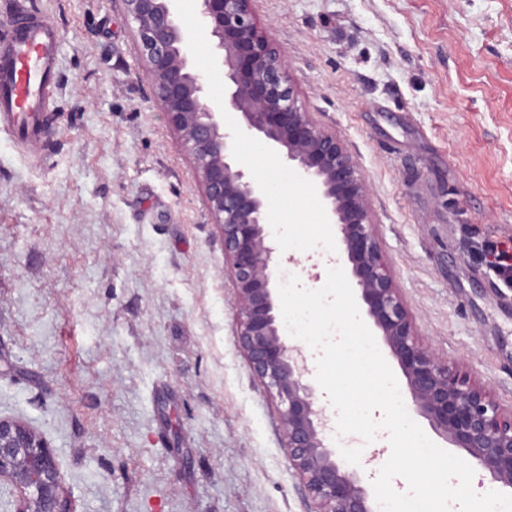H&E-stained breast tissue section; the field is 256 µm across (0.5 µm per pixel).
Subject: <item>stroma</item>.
Listing matches in <instances>:
<instances>
[{
	"label": "stroma",
	"mask_w": 512,
	"mask_h": 512,
	"mask_svg": "<svg viewBox=\"0 0 512 512\" xmlns=\"http://www.w3.org/2000/svg\"><path fill=\"white\" fill-rule=\"evenodd\" d=\"M60 27L57 142L0 133V416L53 448L74 512H311L236 343L221 233L120 0H0ZM308 112L368 185L424 343L512 404V0H254ZM283 254L336 244L322 197L256 138Z\"/></svg>",
	"instance_id": "stroma-1"
}]
</instances>
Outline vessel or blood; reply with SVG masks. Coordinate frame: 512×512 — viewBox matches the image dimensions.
Wrapping results in <instances>:
<instances>
[{"label": "vessel or blood", "instance_id": "1", "mask_svg": "<svg viewBox=\"0 0 512 512\" xmlns=\"http://www.w3.org/2000/svg\"><path fill=\"white\" fill-rule=\"evenodd\" d=\"M61 40L57 25L33 12L15 14L0 30V131L29 159H40L53 143Z\"/></svg>", "mask_w": 512, "mask_h": 512}]
</instances>
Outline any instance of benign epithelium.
Here are the masks:
<instances>
[{"label": "benign epithelium", "instance_id": "7a95c632", "mask_svg": "<svg viewBox=\"0 0 512 512\" xmlns=\"http://www.w3.org/2000/svg\"><path fill=\"white\" fill-rule=\"evenodd\" d=\"M152 92L193 161L212 223L224 241L237 310V345L252 375L276 402L288 461L313 512H376L360 468L324 438L330 418L310 382L308 358L282 333L272 269L279 245L269 230L268 191L238 161L235 138L254 136L323 197L339 252L365 313L397 360L415 411L481 468L512 487V406L448 367L424 344L385 259L366 182L346 141L306 111L284 50L257 26L253 0H195L196 28L182 23L179 0H122ZM200 44L224 71V98L206 93L193 62ZM240 114L239 128L224 113ZM17 494L15 512H74L55 453L22 421L0 417V484Z\"/></svg>", "mask_w": 512, "mask_h": 512}]
</instances>
